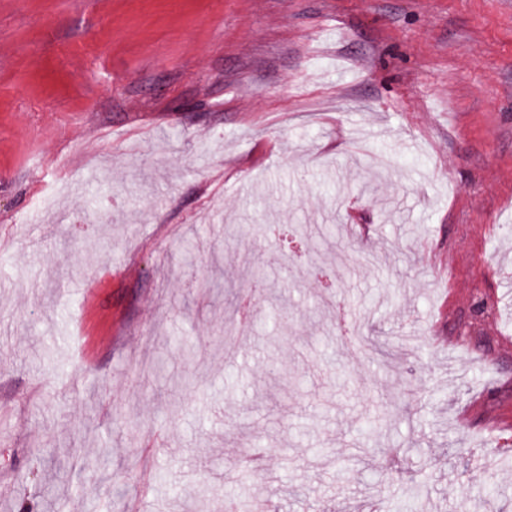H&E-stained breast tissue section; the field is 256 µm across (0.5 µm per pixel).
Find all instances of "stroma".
I'll list each match as a JSON object with an SVG mask.
<instances>
[{"label":"stroma","mask_w":512,"mask_h":512,"mask_svg":"<svg viewBox=\"0 0 512 512\" xmlns=\"http://www.w3.org/2000/svg\"><path fill=\"white\" fill-rule=\"evenodd\" d=\"M0 257V512H512V0H0Z\"/></svg>","instance_id":"35a3bbf8"}]
</instances>
